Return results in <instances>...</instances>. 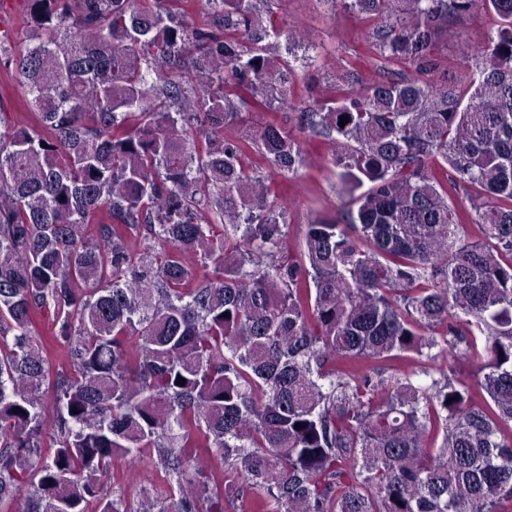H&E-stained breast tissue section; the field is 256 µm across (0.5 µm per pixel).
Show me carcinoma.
<instances>
[{
	"label": "carcinoma",
	"instance_id": "obj_1",
	"mask_svg": "<svg viewBox=\"0 0 512 512\" xmlns=\"http://www.w3.org/2000/svg\"><path fill=\"white\" fill-rule=\"evenodd\" d=\"M276 2L206 0L193 26L185 0H14L33 35L1 26L0 65L38 124L0 105V512L512 501V0H340L412 74L354 59L299 113L349 205L296 254L271 183L299 149L271 123L224 135L288 104ZM481 9L479 65L436 85L437 36ZM146 448L161 483L104 501Z\"/></svg>",
	"mask_w": 512,
	"mask_h": 512
}]
</instances>
